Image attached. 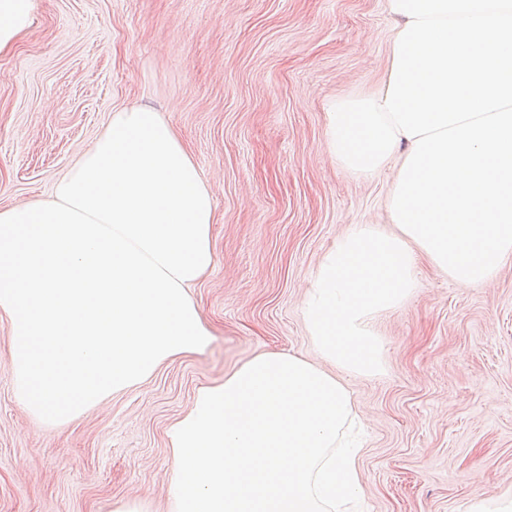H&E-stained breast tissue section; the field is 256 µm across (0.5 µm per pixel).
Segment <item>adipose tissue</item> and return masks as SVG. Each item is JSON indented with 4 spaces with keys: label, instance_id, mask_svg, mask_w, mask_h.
<instances>
[{
    "label": "adipose tissue",
    "instance_id": "adipose-tissue-1",
    "mask_svg": "<svg viewBox=\"0 0 512 512\" xmlns=\"http://www.w3.org/2000/svg\"><path fill=\"white\" fill-rule=\"evenodd\" d=\"M32 0H0V53ZM214 196L154 107L113 110L45 201L0 207V321L24 409L70 422L199 354L213 333L190 290L214 265ZM355 405L305 358L262 352L200 387L170 427L169 512H342L361 492L343 440Z\"/></svg>",
    "mask_w": 512,
    "mask_h": 512
}]
</instances>
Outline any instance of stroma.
<instances>
[{"label":"stroma","instance_id":"35a3bbf8","mask_svg":"<svg viewBox=\"0 0 512 512\" xmlns=\"http://www.w3.org/2000/svg\"><path fill=\"white\" fill-rule=\"evenodd\" d=\"M385 0H36L0 54V207L47 198L113 107L161 109L211 187L215 263L193 290L214 338L69 425L16 400L0 323V512H165L169 426L254 354L322 357L303 307L324 254L387 225L396 165L364 178L323 145L324 105L375 88ZM375 328L384 369L340 371L364 431L354 512H467L512 492V262L461 286L419 261Z\"/></svg>","mask_w":512,"mask_h":512}]
</instances>
